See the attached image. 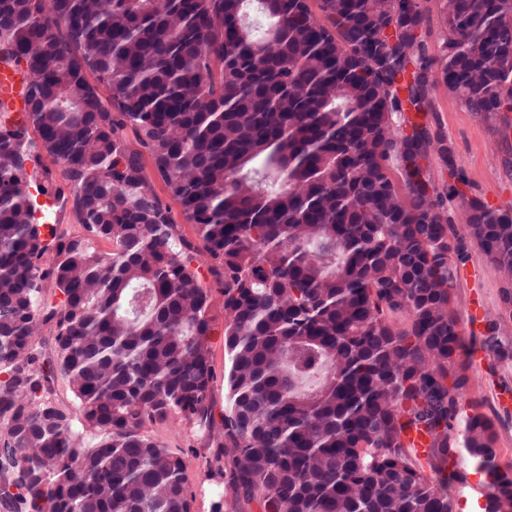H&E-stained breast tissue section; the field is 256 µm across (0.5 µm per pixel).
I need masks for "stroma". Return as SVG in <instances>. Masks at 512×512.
Segmentation results:
<instances>
[{"label":"stroma","instance_id":"obj_1","mask_svg":"<svg viewBox=\"0 0 512 512\" xmlns=\"http://www.w3.org/2000/svg\"><path fill=\"white\" fill-rule=\"evenodd\" d=\"M426 120L432 130L445 134L453 144V165L438 156L428 160L435 185L448 180L456 168L465 181L467 197L495 207H512V137L501 138L499 123L465 109L446 88L435 92L433 110ZM470 259L461 266L452 290L453 308L467 346L478 349L476 362L466 365L468 384L463 402H480L481 410L494 421L501 464H512V305L502 298V282L477 247L470 245ZM477 304L475 322L467 320L468 304ZM209 316L215 328L211 338L212 361L217 375L213 400L216 412L224 410V300L214 295ZM496 334L500 351L484 348L488 334ZM147 430L163 446L182 455L187 485L193 496L192 512H212L225 495L216 470L215 449L196 426L168 420L148 425Z\"/></svg>","mask_w":512,"mask_h":512}]
</instances>
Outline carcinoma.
I'll use <instances>...</instances> for the list:
<instances>
[{
  "mask_svg": "<svg viewBox=\"0 0 512 512\" xmlns=\"http://www.w3.org/2000/svg\"><path fill=\"white\" fill-rule=\"evenodd\" d=\"M319 9L0 0V56L25 68V112L0 103L5 512H190L182 457L145 430L170 418L207 431L235 500L260 512H456L451 487L472 471L483 512H512L491 418L474 403L459 424L449 310L472 243L512 284V208L466 198L447 136L407 116L443 85L512 133V0H443L437 57L419 0ZM32 186L70 194L83 232L35 219ZM203 267L224 298L218 431ZM58 374L71 406L52 398ZM145 164H146V173L150 179V182H151L155 192L160 197L162 202L171 208L175 220L177 221L178 224H180L181 231H182L183 235L185 237H187L188 239L198 242L196 228L192 224L186 223V221L183 219L179 205L169 197L163 182L155 174L151 160L148 157V155H146V154H145Z\"/></svg>",
  "mask_w": 512,
  "mask_h": 512,
  "instance_id": "carcinoma-1",
  "label": "carcinoma"
}]
</instances>
